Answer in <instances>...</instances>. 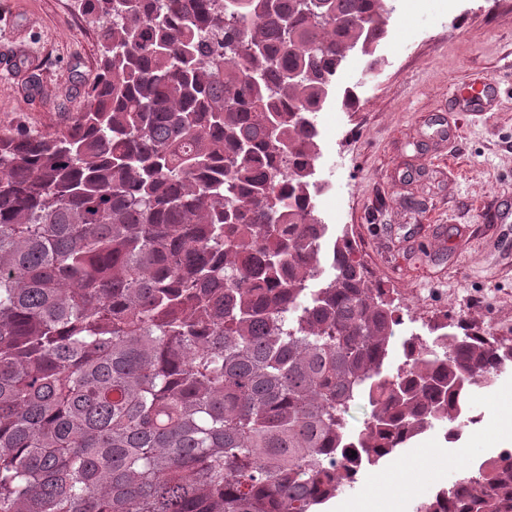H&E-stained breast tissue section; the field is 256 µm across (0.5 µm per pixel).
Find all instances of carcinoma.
Wrapping results in <instances>:
<instances>
[{
  "label": "carcinoma",
  "instance_id": "carcinoma-1",
  "mask_svg": "<svg viewBox=\"0 0 512 512\" xmlns=\"http://www.w3.org/2000/svg\"><path fill=\"white\" fill-rule=\"evenodd\" d=\"M84 107L0 126V512H315L512 365L483 324L402 350L394 301L310 186L349 52L389 0H76ZM371 407L347 429L351 405ZM448 503L512 512L482 469Z\"/></svg>",
  "mask_w": 512,
  "mask_h": 512
}]
</instances>
